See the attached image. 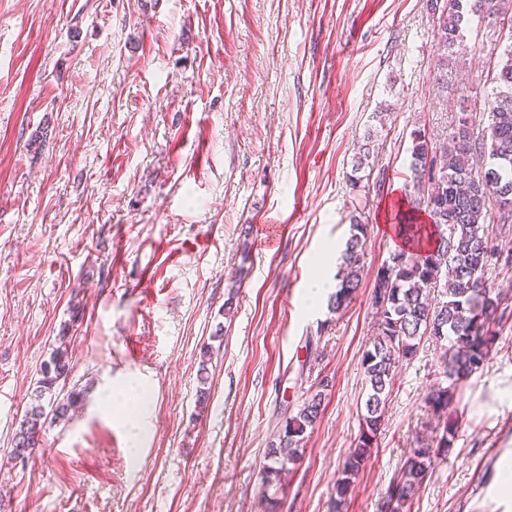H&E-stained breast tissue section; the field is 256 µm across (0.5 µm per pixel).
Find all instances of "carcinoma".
Returning <instances> with one entry per match:
<instances>
[{
  "instance_id": "1",
  "label": "carcinoma",
  "mask_w": 512,
  "mask_h": 512,
  "mask_svg": "<svg viewBox=\"0 0 512 512\" xmlns=\"http://www.w3.org/2000/svg\"><path fill=\"white\" fill-rule=\"evenodd\" d=\"M432 12L437 60L435 82L448 90V50L463 37L473 17L488 21L507 44L491 78L487 124L475 127L470 112H460L448 133L444 162L437 146L421 129L411 132L409 169L412 192L409 210L401 217L398 233L409 248L394 253L374 278L372 303L379 314L378 333L361 359L368 395L360 434L342 464L336 482L333 512H344L349 488L372 455L384 421L389 388L396 364L416 356L429 336L442 343L440 374L447 386L434 387L426 397L436 413H446L461 383L488 362L497 341L495 327L508 317L509 308L486 275L493 263L512 268V252H503L490 231V223H512V0H428ZM371 141L347 175L349 194L362 191L359 171L370 157ZM428 223L419 224L415 214ZM368 223L364 213L352 217L351 234L341 254L336 291L328 309L336 312L350 303L363 284V258ZM71 372L68 348L62 343L41 369L8 449V459L23 463L35 452L47 420L46 408L65 415L79 393L56 394ZM331 380L321 378L297 413L285 420L278 442L267 457L271 465L264 481L279 480L288 465L299 462L307 431L320 418ZM459 437V426L449 418L439 436L410 450L399 478L387 491L389 512H410L412 499L437 458L447 456Z\"/></svg>"
}]
</instances>
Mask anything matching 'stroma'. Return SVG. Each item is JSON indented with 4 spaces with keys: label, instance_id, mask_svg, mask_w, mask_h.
<instances>
[{
    "label": "stroma",
    "instance_id": "1",
    "mask_svg": "<svg viewBox=\"0 0 512 512\" xmlns=\"http://www.w3.org/2000/svg\"><path fill=\"white\" fill-rule=\"evenodd\" d=\"M485 32L470 23L442 92L427 0H0V512H330L410 134L444 139L465 96L489 94L501 49ZM358 208L366 282L338 313L310 307ZM62 342L58 390L86 394L8 461ZM440 355L426 340L396 367L344 512H386L410 448L438 434ZM324 377L302 461L264 483L271 441ZM450 415L459 437L411 512H512V317ZM364 139H367V141H365L366 143H364L360 146V149L358 152L359 156H357V159H355V161L352 165V171H351L352 173H350L346 177L347 178V181H346L347 186L349 187V193H350V195H352L355 198L362 191V188H364V186L362 185L363 176H358L356 174L359 173V171L365 165L364 161L368 160V158L370 157V145L372 142V141H370V139H371L370 131H368L367 137L365 136ZM361 151H362V153H361Z\"/></svg>",
    "mask_w": 512,
    "mask_h": 512
}]
</instances>
